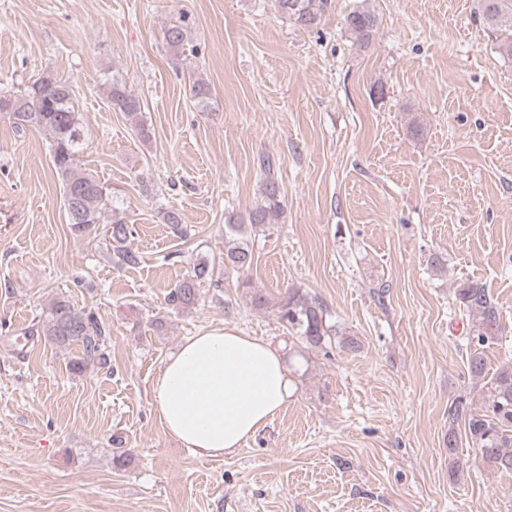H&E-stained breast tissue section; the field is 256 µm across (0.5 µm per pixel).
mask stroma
Masks as SVG:
<instances>
[{
	"instance_id": "stroma-1",
	"label": "stroma",
	"mask_w": 512,
	"mask_h": 512,
	"mask_svg": "<svg viewBox=\"0 0 512 512\" xmlns=\"http://www.w3.org/2000/svg\"><path fill=\"white\" fill-rule=\"evenodd\" d=\"M361 1L331 0L304 30L277 0H0V91L47 72L73 85L80 166L107 184L142 257L118 268L102 231L73 234L44 132L0 112V512H512V472L477 461L448 417L491 387L467 373L458 284H482L507 327L488 371L512 360V60L476 0H366L378 25L365 47L344 21ZM181 20L198 47L185 59L162 36ZM114 66L142 127L106 98ZM263 155L283 212L249 239L251 288L269 298L257 308L224 274V222L257 203ZM170 209L181 234L161 221ZM202 261L214 275L198 306L167 310ZM290 287L360 351L289 335L277 304ZM58 297L105 327L106 367L74 373L78 347L43 335L15 351ZM213 328L276 345L295 386L223 458L177 446L151 394L166 357ZM454 457L470 461L464 476Z\"/></svg>"
}]
</instances>
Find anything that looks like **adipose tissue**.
Wrapping results in <instances>:
<instances>
[{"label":"adipose tissue","mask_w":512,"mask_h":512,"mask_svg":"<svg viewBox=\"0 0 512 512\" xmlns=\"http://www.w3.org/2000/svg\"><path fill=\"white\" fill-rule=\"evenodd\" d=\"M293 394L288 369L270 343L231 329L187 338L163 363L152 398L167 435L195 455L235 454Z\"/></svg>","instance_id":"ef3b65f1"}]
</instances>
